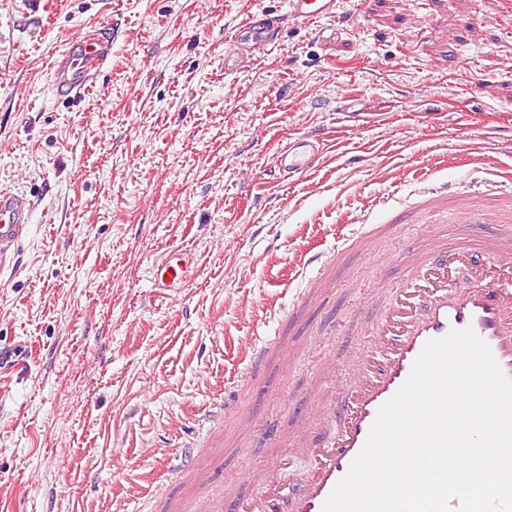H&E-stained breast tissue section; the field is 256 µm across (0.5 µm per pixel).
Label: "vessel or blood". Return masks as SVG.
Returning a JSON list of instances; mask_svg holds the SVG:
<instances>
[{"mask_svg": "<svg viewBox=\"0 0 512 512\" xmlns=\"http://www.w3.org/2000/svg\"><path fill=\"white\" fill-rule=\"evenodd\" d=\"M341 0H285L296 23L335 19ZM279 36L274 18L251 17L224 49V70L232 72L239 51L273 44ZM111 54L106 30L74 38L58 54L52 72L57 94L78 96L91 88ZM326 143L315 136L287 139L278 149L280 178L291 179L319 166ZM33 204L22 193L0 190V267L14 258L30 230ZM410 210L421 224H481L487 216L504 232L460 245L444 239L413 254L403 283L380 315L363 323L370 338L341 380L342 397L321 408L335 430L305 449L304 474L282 484L275 470L264 471L258 488L247 495L207 503L203 512H322L336 484L364 446L383 404L408 378L425 343L451 330L473 327L489 346L501 371L512 378V194H454L428 188L416 193ZM323 252L306 250L301 269L307 282L324 272ZM196 262L186 252L166 256L155 274V287L175 292L194 278ZM248 383L240 377L231 398L210 405V428L224 425L235 395Z\"/></svg>", "mask_w": 512, "mask_h": 512, "instance_id": "1", "label": "vessel or blood"}]
</instances>
